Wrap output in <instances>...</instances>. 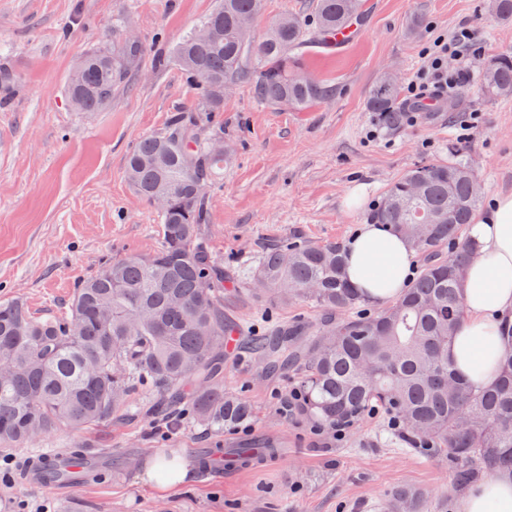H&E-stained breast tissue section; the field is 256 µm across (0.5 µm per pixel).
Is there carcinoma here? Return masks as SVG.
<instances>
[{
	"instance_id": "obj_1",
	"label": "carcinoma",
	"mask_w": 512,
	"mask_h": 512,
	"mask_svg": "<svg viewBox=\"0 0 512 512\" xmlns=\"http://www.w3.org/2000/svg\"><path fill=\"white\" fill-rule=\"evenodd\" d=\"M487 8L512 22V0H488ZM263 9L264 0H219L200 23L211 38L199 41L192 31L170 52L190 102L128 159L141 197L169 190L157 249L106 263L80 281L64 317H36L18 299L0 300V453L126 415L139 391L152 396L149 413L167 422L188 417L221 433L253 418L247 399L224 391V336L241 325L224 316V263L202 233L205 189L224 166L209 139L224 135L217 114L240 83L262 103L295 110L324 99L328 86L309 79L301 58L362 16L364 0H314L310 14L287 12L263 36L242 40L241 23ZM146 54L143 43L124 39V29L112 32L78 60L68 97L80 99L81 112L106 108ZM479 83L489 99L512 97V55L492 59ZM398 95L382 77L367 110L396 124ZM479 203L474 173L459 158L421 163L390 185L372 220L403 236L424 264L400 297L372 314L347 280L346 247L338 241L270 250L234 289L275 306L302 298L324 317L315 333L286 325L245 337L268 372L297 371L304 411L329 424L354 425L376 408L397 418L403 441L427 439L448 460L457 492L485 475L512 474V351L500 359L495 383L482 389L465 382L448 357L464 317L459 288L478 253L464 227ZM263 452L219 445L216 460L240 467ZM427 504L421 490L402 488L385 512H426Z\"/></svg>"
}]
</instances>
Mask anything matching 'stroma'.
<instances>
[{"label": "stroma", "instance_id": "obj_1", "mask_svg": "<svg viewBox=\"0 0 512 512\" xmlns=\"http://www.w3.org/2000/svg\"><path fill=\"white\" fill-rule=\"evenodd\" d=\"M216 0H0V65L14 76L0 92V300L22 298L35 316L60 314L80 280L101 264L147 254L159 242L154 205L134 190L126 161L142 137L162 132L189 93L175 67L154 70L164 51L194 27ZM354 40L303 63L330 85L327 98L303 110L258 102L248 85L225 98L227 157L207 190L205 238L224 262V279L257 261L273 244L349 240L370 221L390 184L415 165L445 163L453 150L474 170L481 203L512 194V98L488 99L471 73L438 112L415 124L388 123L368 111L382 74L406 84L425 65L431 38L476 29L481 62L512 53V23L492 16L486 0H365ZM420 34L407 32L410 16ZM131 27L147 47L131 79L98 112L74 110L65 91L81 53L112 30ZM478 111L482 124L462 136ZM378 138H370V131ZM362 189L360 205L347 199ZM224 313L246 333L276 325L317 326L308 302L265 307L253 297L224 295ZM297 377L266 374L260 360L224 361V389L250 399L255 421L221 434L189 424L172 427L146 415L55 432L13 449L12 479L0 481V512H382L402 487L425 491L432 506L458 504L448 462L406 450L382 414L365 416L343 439L314 435V418L285 411ZM261 437L277 442L276 461L224 475L195 466L193 477L162 490L148 472L160 459L192 460L193 449ZM91 450L95 480L64 492L24 481L38 449Z\"/></svg>", "mask_w": 512, "mask_h": 512}]
</instances>
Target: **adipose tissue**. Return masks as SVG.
I'll return each mask as SVG.
<instances>
[{
	"mask_svg": "<svg viewBox=\"0 0 512 512\" xmlns=\"http://www.w3.org/2000/svg\"><path fill=\"white\" fill-rule=\"evenodd\" d=\"M479 259L467 267L461 296L465 317L449 349L457 372L477 387L495 380L496 357L505 351L501 327L512 319V194L493 199L470 227ZM407 240L381 224L362 225L347 247V279L364 298H396L415 265ZM460 512H512V476L487 479L461 503Z\"/></svg>",
	"mask_w": 512,
	"mask_h": 512,
	"instance_id": "adipose-tissue-1",
	"label": "adipose tissue"
}]
</instances>
